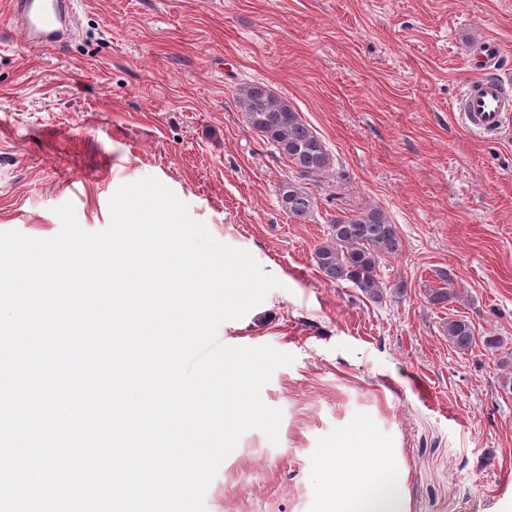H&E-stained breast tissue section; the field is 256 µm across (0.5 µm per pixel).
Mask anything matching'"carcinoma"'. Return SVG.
<instances>
[{
  "label": "carcinoma",
  "instance_id": "obj_1",
  "mask_svg": "<svg viewBox=\"0 0 512 512\" xmlns=\"http://www.w3.org/2000/svg\"><path fill=\"white\" fill-rule=\"evenodd\" d=\"M248 126L258 133L272 150L288 160L304 178L316 177L332 164L322 139L307 125L291 103L274 95L264 84H252L238 92ZM281 207L289 217L302 221L311 216L315 202L311 195L292 181L280 187ZM329 240L315 251V262L331 283H347L377 302L383 297L380 267L385 257L399 252L396 225L378 208L356 215L330 219ZM444 285L430 289L433 305L455 299L448 273L441 274ZM444 333L460 352L475 344L473 327L464 319L448 321Z\"/></svg>",
  "mask_w": 512,
  "mask_h": 512
}]
</instances>
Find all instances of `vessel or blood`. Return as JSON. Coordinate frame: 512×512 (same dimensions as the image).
Listing matches in <instances>:
<instances>
[{
  "label": "vessel or blood",
  "instance_id": "vessel-or-blood-1",
  "mask_svg": "<svg viewBox=\"0 0 512 512\" xmlns=\"http://www.w3.org/2000/svg\"><path fill=\"white\" fill-rule=\"evenodd\" d=\"M9 13L20 19L29 42L45 46L56 45L57 25L70 16L66 0H10ZM500 56L496 41L481 43L477 57L484 70L466 84L458 103L468 127L477 132H495L512 121V93L490 71Z\"/></svg>",
  "mask_w": 512,
  "mask_h": 512
}]
</instances>
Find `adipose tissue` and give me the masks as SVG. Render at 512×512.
Instances as JSON below:
<instances>
[{
	"mask_svg": "<svg viewBox=\"0 0 512 512\" xmlns=\"http://www.w3.org/2000/svg\"><path fill=\"white\" fill-rule=\"evenodd\" d=\"M321 469L339 480L329 512H401L399 476L365 426L348 429L325 449Z\"/></svg>",
	"mask_w": 512,
	"mask_h": 512,
	"instance_id": "adipose-tissue-1",
	"label": "adipose tissue"
}]
</instances>
